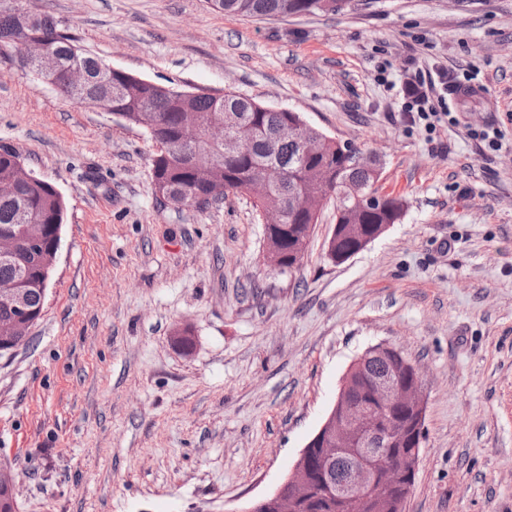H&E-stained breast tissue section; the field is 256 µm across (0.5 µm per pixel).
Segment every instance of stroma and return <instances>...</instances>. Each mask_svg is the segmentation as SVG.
<instances>
[{"mask_svg": "<svg viewBox=\"0 0 512 512\" xmlns=\"http://www.w3.org/2000/svg\"><path fill=\"white\" fill-rule=\"evenodd\" d=\"M24 4L132 75L234 91L373 151L405 210L336 264L324 207L302 266L274 269L247 194L160 205L146 130L0 55V144L66 205L43 314L0 358L20 512H240L277 489L380 344L424 373L405 512H512V0L270 19L207 0ZM416 80L435 84L427 104L403 94ZM424 106L444 114L434 130L410 119Z\"/></svg>", "mask_w": 512, "mask_h": 512, "instance_id": "1", "label": "stroma"}]
</instances>
